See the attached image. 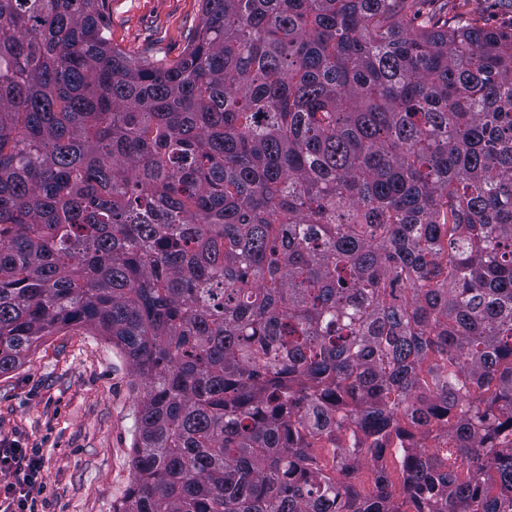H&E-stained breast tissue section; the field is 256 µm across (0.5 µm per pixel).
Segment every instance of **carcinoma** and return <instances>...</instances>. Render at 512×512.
Wrapping results in <instances>:
<instances>
[{"label": "carcinoma", "instance_id": "cac0c4a2", "mask_svg": "<svg viewBox=\"0 0 512 512\" xmlns=\"http://www.w3.org/2000/svg\"><path fill=\"white\" fill-rule=\"evenodd\" d=\"M201 2L150 63L0 0V375L112 338L113 512H512V25Z\"/></svg>", "mask_w": 512, "mask_h": 512}]
</instances>
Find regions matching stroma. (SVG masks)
Returning a JSON list of instances; mask_svg holds the SVG:
<instances>
[{
  "instance_id": "35a3bbf8",
  "label": "stroma",
  "mask_w": 512,
  "mask_h": 512,
  "mask_svg": "<svg viewBox=\"0 0 512 512\" xmlns=\"http://www.w3.org/2000/svg\"><path fill=\"white\" fill-rule=\"evenodd\" d=\"M201 0H109L112 42L132 58L181 56ZM138 392L109 337L74 327L0 375V439L41 451L38 512H112L131 481Z\"/></svg>"
}]
</instances>
